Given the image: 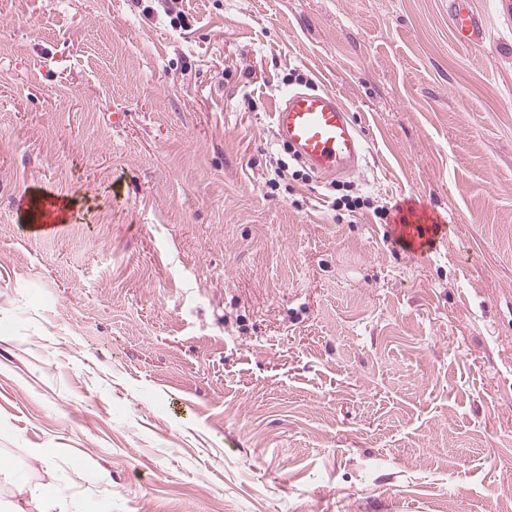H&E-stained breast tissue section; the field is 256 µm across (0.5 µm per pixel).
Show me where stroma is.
<instances>
[{
	"label": "stroma",
	"instance_id": "obj_1",
	"mask_svg": "<svg viewBox=\"0 0 512 512\" xmlns=\"http://www.w3.org/2000/svg\"><path fill=\"white\" fill-rule=\"evenodd\" d=\"M469 3L479 48L448 0H0V499L512 512V0ZM312 88L386 217L279 139ZM450 17L456 38L462 45L471 48L482 42L483 24L471 9L468 0H452Z\"/></svg>",
	"mask_w": 512,
	"mask_h": 512
}]
</instances>
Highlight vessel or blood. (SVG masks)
<instances>
[{
	"instance_id": "1",
	"label": "vessel or blood",
	"mask_w": 512,
	"mask_h": 512,
	"mask_svg": "<svg viewBox=\"0 0 512 512\" xmlns=\"http://www.w3.org/2000/svg\"><path fill=\"white\" fill-rule=\"evenodd\" d=\"M450 17L462 45L471 48L482 42L483 24L468 0H452ZM273 122L292 154L314 172L339 176L358 169L364 144L335 92H288L276 106Z\"/></svg>"
}]
</instances>
